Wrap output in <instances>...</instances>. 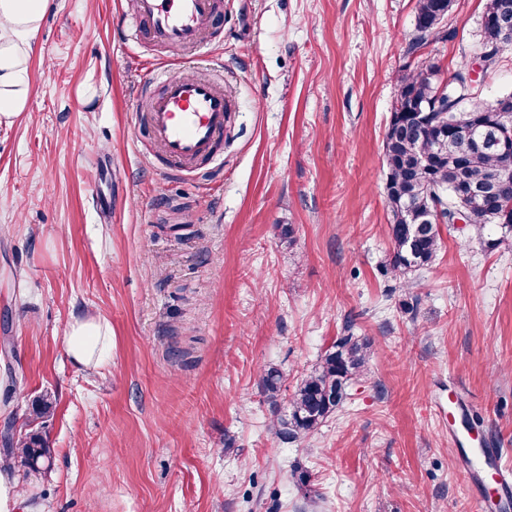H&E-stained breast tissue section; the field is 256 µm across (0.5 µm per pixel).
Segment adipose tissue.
<instances>
[{"mask_svg": "<svg viewBox=\"0 0 512 512\" xmlns=\"http://www.w3.org/2000/svg\"><path fill=\"white\" fill-rule=\"evenodd\" d=\"M48 7L49 0H0V124L12 123L27 106L30 40ZM65 345L75 362L105 365L112 356V326L96 317L74 320Z\"/></svg>", "mask_w": 512, "mask_h": 512, "instance_id": "obj_1", "label": "adipose tissue"}]
</instances>
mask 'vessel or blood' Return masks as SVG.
<instances>
[{"mask_svg":"<svg viewBox=\"0 0 512 512\" xmlns=\"http://www.w3.org/2000/svg\"><path fill=\"white\" fill-rule=\"evenodd\" d=\"M133 15L152 42L173 46L200 44L215 25V0H135ZM159 95L148 103V127L177 174L194 172L210 157L224 135L232 105L214 77L161 74ZM499 448L477 449L473 461L500 488L512 485V467L502 462Z\"/></svg>","mask_w":512,"mask_h":512,"instance_id":"1","label":"vessel or blood"}]
</instances>
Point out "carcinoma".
Returning <instances> with one entry per match:
<instances>
[{
	"instance_id": "cac0c4a2",
	"label": "carcinoma",
	"mask_w": 512,
	"mask_h": 512,
	"mask_svg": "<svg viewBox=\"0 0 512 512\" xmlns=\"http://www.w3.org/2000/svg\"><path fill=\"white\" fill-rule=\"evenodd\" d=\"M503 0H487L481 15V41L474 52L482 54L484 72L496 69L512 42L494 40L502 23L512 24V12H502ZM450 0H417L414 36L406 53L411 55L429 42L445 40L443 21ZM468 61L464 60L446 81L439 95L435 77L439 68L429 65L399 81L383 140L387 169L386 200L391 213L387 227L393 252L386 270L404 276L433 261L440 244V225L462 219L488 247L502 242L489 237L497 228L512 233V175L495 198L459 191L458 182L481 186L498 170L502 157L494 148L471 149L461 154L453 127L477 119L479 133H489L502 143L512 144V112L490 110L489 100L471 85ZM370 343L346 335L336 340L319 366L301 378L288 402V413L277 418L274 433L283 442H295L312 434L343 404L349 386L360 379L368 360ZM284 382L276 367L264 370L261 386L268 401L278 406ZM55 399L46 392L37 397L33 413L37 419L53 415ZM53 448L42 428L16 435L15 426L4 420L0 428V469L16 468L25 474L48 471Z\"/></svg>"
}]
</instances>
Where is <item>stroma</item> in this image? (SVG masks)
<instances>
[{"mask_svg":"<svg viewBox=\"0 0 512 512\" xmlns=\"http://www.w3.org/2000/svg\"><path fill=\"white\" fill-rule=\"evenodd\" d=\"M415 3L217 0L201 46L166 47L136 39L129 0H52L27 107L0 125V417L24 429L56 397L54 464L13 472L9 512H474L496 496L448 434L512 451V235L490 250L445 227L412 284L385 271L396 80L431 64L447 80L485 0H453V39L410 55ZM213 60L231 142L177 176L144 99L154 73ZM85 316L112 326L105 367L65 350ZM348 330L372 344L365 374L282 443L276 414ZM284 382L282 371L276 367L264 370L261 376V386L268 401L275 407L278 406V396Z\"/></svg>","mask_w":512,"mask_h":512,"instance_id":"obj_1","label":"stroma"}]
</instances>
